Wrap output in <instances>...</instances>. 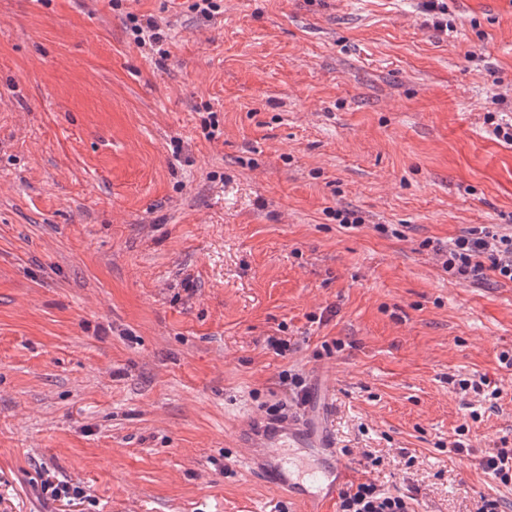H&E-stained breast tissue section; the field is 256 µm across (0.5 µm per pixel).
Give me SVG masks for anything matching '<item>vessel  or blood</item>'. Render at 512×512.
<instances>
[{
  "mask_svg": "<svg viewBox=\"0 0 512 512\" xmlns=\"http://www.w3.org/2000/svg\"><path fill=\"white\" fill-rule=\"evenodd\" d=\"M245 445L247 464L260 470L271 485L286 491L290 498L316 504V512H332L349 468L324 422L304 412L265 434L248 432ZM305 455L322 458L323 466L302 469Z\"/></svg>",
  "mask_w": 512,
  "mask_h": 512,
  "instance_id": "vessel-or-blood-1",
  "label": "vessel or blood"
}]
</instances>
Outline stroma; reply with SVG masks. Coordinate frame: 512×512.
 I'll return each instance as SVG.
<instances>
[{"label":"stroma","mask_w":512,"mask_h":512,"mask_svg":"<svg viewBox=\"0 0 512 512\" xmlns=\"http://www.w3.org/2000/svg\"><path fill=\"white\" fill-rule=\"evenodd\" d=\"M190 2L0 0V512H309L242 463L291 374L350 485L512 512L471 459L512 440V283L433 252L512 232V0L445 34L422 0ZM132 30L136 34V41L141 46L149 47L156 51L161 57H165L168 54L166 49H163V35L160 32L159 25L156 21L148 19L145 21V26L143 23H138L137 18L132 17ZM42 490L44 493H50L54 501L71 502V501H84L89 497L86 491L80 487H72L67 483H54L49 480L42 482Z\"/></svg>","instance_id":"stroma-1"}]
</instances>
